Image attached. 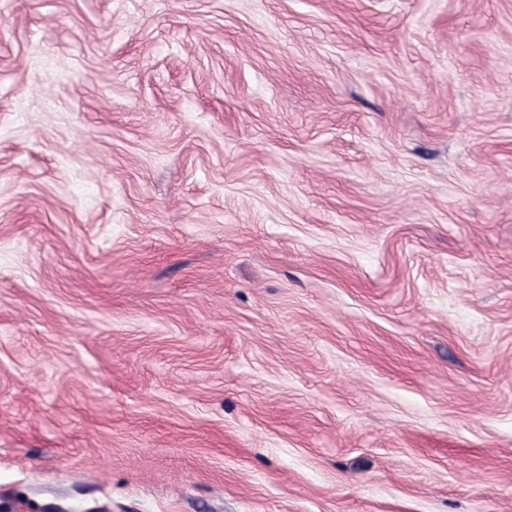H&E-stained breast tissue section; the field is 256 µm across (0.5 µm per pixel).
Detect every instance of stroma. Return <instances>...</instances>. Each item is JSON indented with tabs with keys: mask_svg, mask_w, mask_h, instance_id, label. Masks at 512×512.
Segmentation results:
<instances>
[{
	"mask_svg": "<svg viewBox=\"0 0 512 512\" xmlns=\"http://www.w3.org/2000/svg\"><path fill=\"white\" fill-rule=\"evenodd\" d=\"M0 512H512V0H0Z\"/></svg>",
	"mask_w": 512,
	"mask_h": 512,
	"instance_id": "1",
	"label": "stroma"
}]
</instances>
